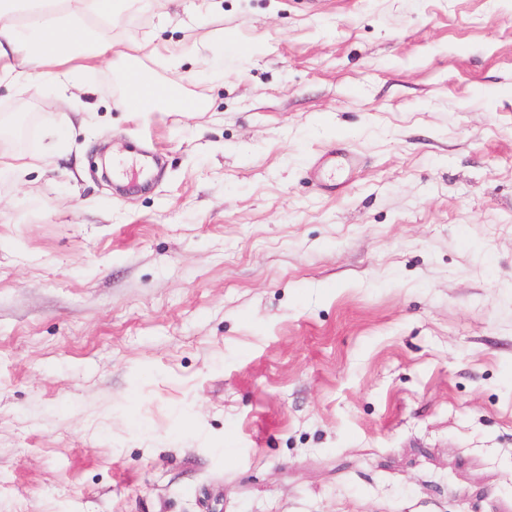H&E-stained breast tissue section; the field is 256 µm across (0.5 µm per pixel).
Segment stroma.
I'll return each instance as SVG.
<instances>
[{"label": "stroma", "instance_id": "1", "mask_svg": "<svg viewBox=\"0 0 512 512\" xmlns=\"http://www.w3.org/2000/svg\"><path fill=\"white\" fill-rule=\"evenodd\" d=\"M111 36L183 109H117L113 60L0 86V512H512V0Z\"/></svg>", "mask_w": 512, "mask_h": 512}]
</instances>
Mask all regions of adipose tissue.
Instances as JSON below:
<instances>
[{
    "instance_id": "ef3b65f1",
    "label": "adipose tissue",
    "mask_w": 512,
    "mask_h": 512,
    "mask_svg": "<svg viewBox=\"0 0 512 512\" xmlns=\"http://www.w3.org/2000/svg\"><path fill=\"white\" fill-rule=\"evenodd\" d=\"M128 0H0V82L40 71L65 81L77 69L116 53L103 29L121 24ZM118 107L126 112L173 108L166 89L136 66L124 74Z\"/></svg>"
}]
</instances>
